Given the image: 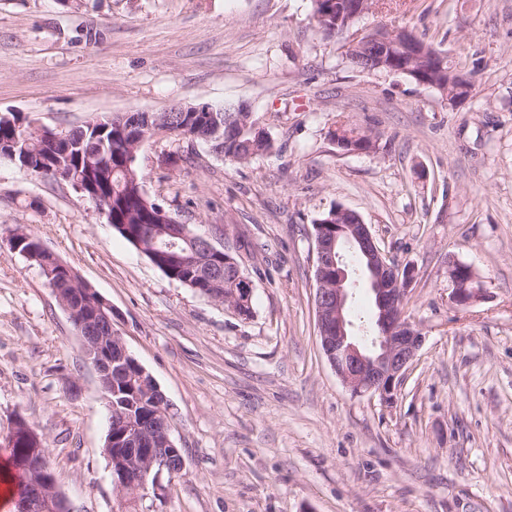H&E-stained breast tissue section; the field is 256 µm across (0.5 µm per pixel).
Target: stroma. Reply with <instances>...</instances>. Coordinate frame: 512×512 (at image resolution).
<instances>
[{
	"instance_id": "obj_1",
	"label": "stroma",
	"mask_w": 512,
	"mask_h": 512,
	"mask_svg": "<svg viewBox=\"0 0 512 512\" xmlns=\"http://www.w3.org/2000/svg\"><path fill=\"white\" fill-rule=\"evenodd\" d=\"M379 23L444 51L467 97L352 67L310 0H0V113L67 130L244 104L277 145L238 164L171 137L138 157L149 194L238 259L247 319L169 279L70 186L0 162V453L25 420L72 512H512V0H378L358 26ZM342 120L373 149L339 150ZM334 203L415 269L404 313L424 343L390 404L353 394L320 348L312 221ZM19 224L111 304L171 405L185 468L135 502L112 483L82 341L10 248ZM452 258L481 286L463 309Z\"/></svg>"
}]
</instances>
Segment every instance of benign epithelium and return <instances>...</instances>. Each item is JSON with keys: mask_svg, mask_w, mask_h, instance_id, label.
I'll return each mask as SVG.
<instances>
[{"mask_svg": "<svg viewBox=\"0 0 512 512\" xmlns=\"http://www.w3.org/2000/svg\"><path fill=\"white\" fill-rule=\"evenodd\" d=\"M338 8L354 20L372 10L370 0H329L327 9ZM379 41L399 49L403 56L415 61L425 48L411 32L401 30L386 32ZM127 123V130L134 131L128 148L137 152L148 140L181 134L186 127H163L160 122L150 125V113L131 111L120 115ZM177 236L193 249L216 254L223 262L237 271L234 286L225 294V305L238 312L250 305L252 284L241 274L240 265L232 253H220L205 234L194 232L188 224H178ZM313 236L316 250L315 310L320 346L328 362L342 383L355 394L371 393L384 402H391L401 386L422 345L419 328L405 318L403 305L409 287L415 280V270L410 265H400L388 258L379 248L377 239L363 219L354 224H315ZM363 258V274L374 295L377 309L378 342L372 349L359 344L350 331L351 323L345 315L349 299L350 277L347 252ZM448 278L452 284L451 302L465 308L479 297V289L472 287L473 272L469 265L448 260ZM90 300L91 314L78 323L87 361L97 373L99 382L112 373H132L143 379L146 371L134 360L122 336L112 328V305L95 294L92 288H78ZM168 402L160 403L162 428L166 446L152 447L149 425L128 423L119 432V442L124 445L110 465L112 482L125 500L134 501L147 488L148 481L158 483L162 472L179 475L184 469L183 454L172 437ZM20 444L27 448L23 468L28 476V490L18 503V512H70L58 492L47 454L41 451L40 436L25 422L18 421L8 446Z\"/></svg>", "mask_w": 512, "mask_h": 512, "instance_id": "1", "label": "benign epithelium"}]
</instances>
